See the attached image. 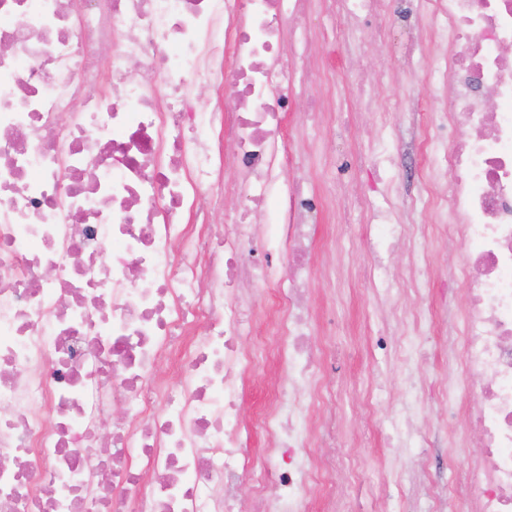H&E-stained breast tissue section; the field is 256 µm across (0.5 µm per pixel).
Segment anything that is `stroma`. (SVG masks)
Segmentation results:
<instances>
[{"instance_id": "35a3bbf8", "label": "stroma", "mask_w": 512, "mask_h": 512, "mask_svg": "<svg viewBox=\"0 0 512 512\" xmlns=\"http://www.w3.org/2000/svg\"><path fill=\"white\" fill-rule=\"evenodd\" d=\"M430 23L418 0H411L402 17L369 19V26L387 29L386 39L364 35L343 48L332 19L313 11L307 23L311 61L317 71L333 72L335 78L323 90L320 124L306 121L309 105L303 98L296 99L288 117V133L306 157L303 175L309 191L321 193L330 171L343 192L342 200L325 204L313 229L312 341L336 348L335 369L322 382L336 390L354 383L373 402L367 413L360 412L358 402L345 403L346 435L321 452L353 462L361 484L359 504L376 503L378 512H430L435 493L448 490L452 467H464L478 454L459 447L456 434L442 425L453 337L442 327L415 335L406 316L415 306L452 316L466 303L463 282L448 268L449 257H460L463 248L458 240L433 233L434 216L420 202L416 177L427 166L411 147L413 107L430 102L455 79L451 72L435 74L438 51L433 44L419 40L411 59L402 56L408 39ZM394 209L407 239L386 246L384 264L406 279L418 278L425 287L416 292L400 283L382 297L370 289L366 252L379 234L376 214ZM351 223L361 224V237H345L344 227ZM413 249L422 255L417 271L408 267ZM254 332L267 359L245 385L241 412L247 419L267 404L275 381L284 374L266 318L257 320ZM380 336L388 338V351L375 348ZM409 344L419 351L406 360L401 351ZM409 376L420 378L425 392L414 418L415 430L427 437L421 448H400L391 439L392 427L404 423L401 389Z\"/></svg>"}]
</instances>
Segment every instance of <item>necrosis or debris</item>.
Returning a JSON list of instances; mask_svg holds the SVG:
<instances>
[{
	"label": "necrosis or debris",
	"instance_id": "necrosis-or-debris-1",
	"mask_svg": "<svg viewBox=\"0 0 512 512\" xmlns=\"http://www.w3.org/2000/svg\"><path fill=\"white\" fill-rule=\"evenodd\" d=\"M324 2L347 43L392 0ZM430 2L456 80L422 116L421 148L452 177L423 189L452 217L440 234L468 245L448 412L480 450L433 512H512V0ZM306 8L0 0V512H234L246 482L259 512H357L345 460L313 451L336 431L319 384L332 351L300 306L322 199L280 178L299 163L292 102L322 96ZM228 193L240 208L214 222ZM244 284L270 289L288 368L250 419L241 393L264 354L243 343ZM259 436L273 447L252 452Z\"/></svg>",
	"mask_w": 512,
	"mask_h": 512
}]
</instances>
